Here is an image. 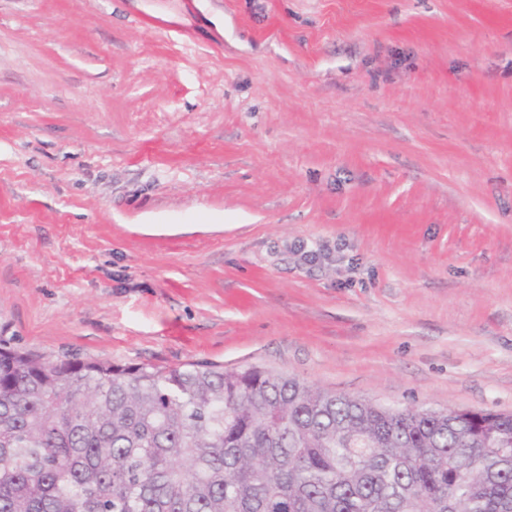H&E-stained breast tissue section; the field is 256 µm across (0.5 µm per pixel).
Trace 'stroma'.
Instances as JSON below:
<instances>
[{"label":"stroma","mask_w":512,"mask_h":512,"mask_svg":"<svg viewBox=\"0 0 512 512\" xmlns=\"http://www.w3.org/2000/svg\"><path fill=\"white\" fill-rule=\"evenodd\" d=\"M0 336L512 412V0H0Z\"/></svg>","instance_id":"35a3bbf8"}]
</instances>
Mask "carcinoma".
Returning <instances> with one entry per match:
<instances>
[{
  "mask_svg": "<svg viewBox=\"0 0 512 512\" xmlns=\"http://www.w3.org/2000/svg\"><path fill=\"white\" fill-rule=\"evenodd\" d=\"M0 512H512V413L0 338Z\"/></svg>",
  "mask_w": 512,
  "mask_h": 512,
  "instance_id": "carcinoma-1",
  "label": "carcinoma"
}]
</instances>
